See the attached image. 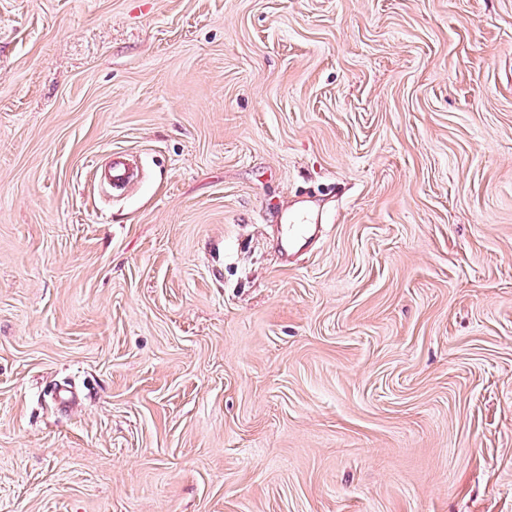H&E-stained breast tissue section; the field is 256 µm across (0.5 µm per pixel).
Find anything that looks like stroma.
I'll return each mask as SVG.
<instances>
[{
    "label": "stroma",
    "mask_w": 512,
    "mask_h": 512,
    "mask_svg": "<svg viewBox=\"0 0 512 512\" xmlns=\"http://www.w3.org/2000/svg\"><path fill=\"white\" fill-rule=\"evenodd\" d=\"M0 512H512V0H0ZM103 187L114 192H123L131 183L138 180L140 170L133 165L128 157L120 152L113 151L108 156L104 169L96 166V175ZM317 223L318 218L313 219L308 214L290 216L288 218V224H284L287 232L284 234V238L280 240L281 247L287 256L291 250L307 244L318 236L322 226Z\"/></svg>",
    "instance_id": "35a3bbf8"
}]
</instances>
